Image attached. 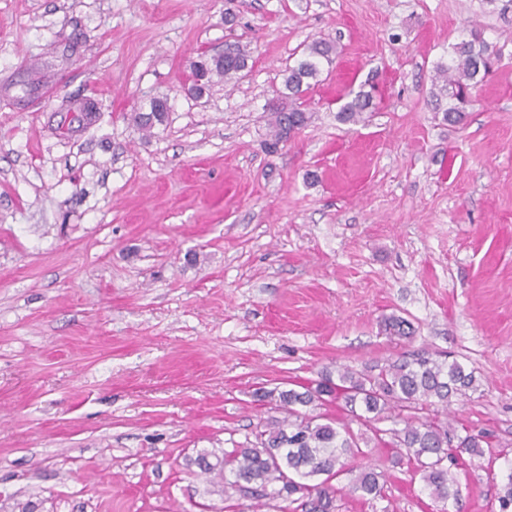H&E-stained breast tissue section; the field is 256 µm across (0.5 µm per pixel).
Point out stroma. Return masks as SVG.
<instances>
[{
  "mask_svg": "<svg viewBox=\"0 0 512 512\" xmlns=\"http://www.w3.org/2000/svg\"><path fill=\"white\" fill-rule=\"evenodd\" d=\"M500 59L451 125L432 77L472 30ZM338 44L308 124L268 152L283 72ZM239 42L235 86L184 90ZM378 82L375 111L337 99ZM168 98L144 133L133 113ZM98 112L72 125L86 99ZM407 320L410 336L384 330ZM449 355L483 432L443 506L393 462L330 512H498L512 471V0H0V512H250L188 457L271 412L257 388Z\"/></svg>",
  "mask_w": 512,
  "mask_h": 512,
  "instance_id": "35a3bbf8",
  "label": "stroma"
}]
</instances>
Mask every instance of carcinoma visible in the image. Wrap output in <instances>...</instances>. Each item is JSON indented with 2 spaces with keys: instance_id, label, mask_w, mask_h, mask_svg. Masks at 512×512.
I'll return each instance as SVG.
<instances>
[{
  "instance_id": "carcinoma-1",
  "label": "carcinoma",
  "mask_w": 512,
  "mask_h": 512,
  "mask_svg": "<svg viewBox=\"0 0 512 512\" xmlns=\"http://www.w3.org/2000/svg\"><path fill=\"white\" fill-rule=\"evenodd\" d=\"M336 46L323 39L304 45L301 57L284 70L282 98L288 107H274L269 146L286 139L285 124L307 123L309 113L300 100L319 82L321 63H331ZM494 48L479 30L471 39L453 47L451 62L440 65L432 78L434 109L444 112V120L461 124L477 89L492 74ZM249 52L239 44H229L219 57L199 56L194 72L208 90L218 81L234 83L249 68ZM374 89H360L341 105L340 117L358 122L375 108ZM477 389L476 378L457 361L440 360L429 353L403 356L383 366L354 371L344 367L336 375L327 372L313 386L259 390L256 397L281 413L267 419L254 439L230 450L204 451L189 464L199 468L209 482L231 491L249 494L256 500L254 512L267 506L265 500L307 499L309 512H328L327 480L342 473L354 474L345 490L350 495L378 498L383 494L378 473L362 468L355 471L351 461L363 455L360 438L352 430L356 421L369 425L389 419L392 446L399 457L416 463L426 489L437 500L456 501L462 494L448 463L464 452L482 454L484 440L472 434L460 435L450 421L418 417L416 412L430 407L449 412L453 399ZM341 400L349 407L351 420L337 421L308 408L325 398ZM326 476L319 483L310 480Z\"/></svg>"
}]
</instances>
